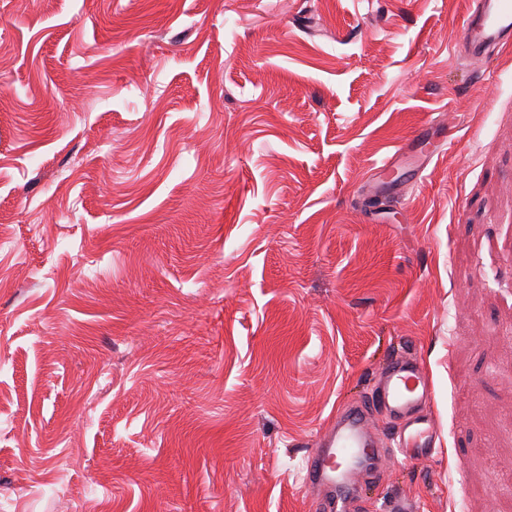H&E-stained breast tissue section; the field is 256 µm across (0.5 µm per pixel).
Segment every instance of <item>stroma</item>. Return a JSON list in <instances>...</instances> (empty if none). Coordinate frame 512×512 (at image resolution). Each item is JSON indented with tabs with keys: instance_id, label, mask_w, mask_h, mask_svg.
Segmentation results:
<instances>
[{
	"instance_id": "obj_1",
	"label": "stroma",
	"mask_w": 512,
	"mask_h": 512,
	"mask_svg": "<svg viewBox=\"0 0 512 512\" xmlns=\"http://www.w3.org/2000/svg\"><path fill=\"white\" fill-rule=\"evenodd\" d=\"M465 11L0 0V512H308L402 352L435 452L354 512H512V49ZM512 45V1L468 0L456 48L475 64L485 62L493 50Z\"/></svg>"
}]
</instances>
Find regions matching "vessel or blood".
I'll use <instances>...</instances> for the list:
<instances>
[{
  "instance_id": "vessel-or-blood-1",
  "label": "vessel or blood",
  "mask_w": 512,
  "mask_h": 512,
  "mask_svg": "<svg viewBox=\"0 0 512 512\" xmlns=\"http://www.w3.org/2000/svg\"><path fill=\"white\" fill-rule=\"evenodd\" d=\"M456 47L476 64L492 51L512 47V0H467ZM427 394V375L415 359L397 355L388 361L369 402L338 413L306 461L303 487L312 495L313 512H350L356 475L381 465L387 456L407 460L433 454L437 428L420 412ZM374 410L396 425L391 449L376 445Z\"/></svg>"
}]
</instances>
